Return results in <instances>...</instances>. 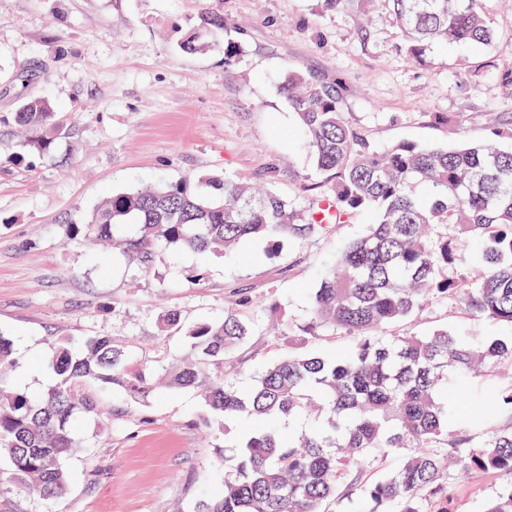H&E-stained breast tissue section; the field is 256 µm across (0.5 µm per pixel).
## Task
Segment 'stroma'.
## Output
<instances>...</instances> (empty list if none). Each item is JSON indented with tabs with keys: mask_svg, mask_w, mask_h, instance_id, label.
<instances>
[{
	"mask_svg": "<svg viewBox=\"0 0 512 512\" xmlns=\"http://www.w3.org/2000/svg\"><path fill=\"white\" fill-rule=\"evenodd\" d=\"M483 7L497 30L488 54L512 68V0ZM205 12L224 19L219 47L182 52ZM227 42L237 48L229 63ZM480 60L448 49L412 60L380 0L337 9L325 0H0V336L16 358L0 386L46 390L50 349L63 339L78 347L109 336L163 365L187 351L182 334L162 332L166 310L188 324L220 318L242 292L254 300L238 310L251 334L224 379L243 386L285 354L349 349L342 333L312 337L295 322L323 272L363 235L364 215L274 254L260 240L223 256L166 252L148 273L97 262L100 247L68 238L67 226L131 186L204 174L248 177L308 209L323 186L281 90L292 71L334 81L347 121L376 147L458 139L511 147L512 82L476 73ZM20 70L29 74L22 89ZM27 95L48 97L60 116L54 156L24 153L15 116ZM195 273L202 287L187 283ZM441 327L512 338V327L452 302L386 333ZM77 393L93 410L67 461V491L44 501L14 486L1 456L0 512H193L232 468L242 426L215 422L196 390L136 399L87 380ZM503 482L492 472L451 475L455 512H484Z\"/></svg>",
	"mask_w": 512,
	"mask_h": 512,
	"instance_id": "obj_1",
	"label": "stroma"
}]
</instances>
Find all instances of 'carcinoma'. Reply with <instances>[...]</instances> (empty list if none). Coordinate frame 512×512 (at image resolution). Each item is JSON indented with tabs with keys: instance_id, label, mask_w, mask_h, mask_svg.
Here are the masks:
<instances>
[{
	"instance_id": "carcinoma-1",
	"label": "carcinoma",
	"mask_w": 512,
	"mask_h": 512,
	"mask_svg": "<svg viewBox=\"0 0 512 512\" xmlns=\"http://www.w3.org/2000/svg\"><path fill=\"white\" fill-rule=\"evenodd\" d=\"M383 2L415 60L439 42L465 48L493 42L482 0ZM210 47L196 31L180 42L189 54ZM283 89L327 186L313 208L298 210L240 177L201 176L114 193L85 223L69 225L68 235L110 240L112 261L127 258L149 271L167 249L222 255L263 239L276 251L324 235L354 215H371L366 233L323 273L304 325L312 333L344 332L356 341L351 350L290 354L240 389L207 370L249 336L237 314L227 309L222 319L186 329L178 312L163 315V328L182 329L189 340L188 353L167 371L168 388L201 390L217 420L263 424L233 444V472L197 512H326L341 491L357 496L362 512H450L448 473L512 476V423L476 440L448 436L449 409L460 401L479 424L512 416V386L481 398L470 394V379L484 368L512 362V340L467 339L446 329L388 339L381 333L448 301L478 319L512 324V149L399 143L377 150L346 120L335 84L297 72ZM17 118L29 133L30 151L52 155L58 122L50 100L25 98ZM325 200L334 211L321 208ZM464 242L482 265L474 280L459 267ZM15 364L12 343L0 336V373ZM50 369L53 380L44 393L0 396V455L22 488L45 500L66 491L79 414L92 412L76 398L80 383L95 380L140 397L155 392L153 372L110 336H93L77 351L57 343ZM315 396V421L296 438L285 435ZM399 450L394 474L363 480L372 462ZM486 512H512V481Z\"/></svg>"
}]
</instances>
